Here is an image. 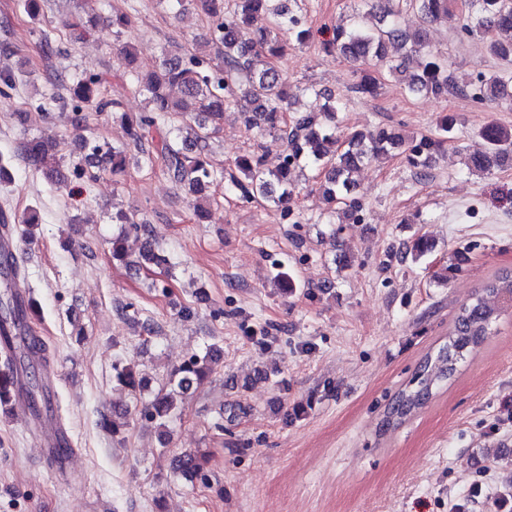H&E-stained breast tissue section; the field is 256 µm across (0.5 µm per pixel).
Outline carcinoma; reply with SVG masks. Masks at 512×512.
<instances>
[{
    "mask_svg": "<svg viewBox=\"0 0 512 512\" xmlns=\"http://www.w3.org/2000/svg\"><path fill=\"white\" fill-rule=\"evenodd\" d=\"M457 0H406L422 21L415 33L403 31L398 24L399 11L388 8L379 17V25L368 28L355 21L334 29L332 39L324 44L336 49L348 60L362 62L373 69L365 72L354 85V90L373 96L379 85L377 75L382 72L402 77L411 93H424L436 98L450 93H462L460 85L449 73L448 59L428 49L425 25L448 14ZM464 14L466 29L481 35L490 52L497 58L512 62V0H466ZM211 22L210 44L213 55L180 56L165 49L157 68L139 73L134 68L135 53L128 45L117 48L118 67L113 76L132 78L136 92L147 99L149 108L139 116L123 114L128 135L139 149L147 164L161 159L171 181L193 199V216H205L204 205L197 201L203 192L221 184L223 177L211 172L205 160V137L191 141L170 137L158 139L154 131L160 125L175 119L194 120L198 125L215 123L223 118L225 108L233 105L243 112L247 126L262 120L264 131L280 139L286 146V155L274 170L262 168L261 160L253 156L236 161L240 176L230 181L248 198L260 197L277 208L288 209L292 197V170L304 162L325 171L322 182L327 199L345 206L344 214L360 209L354 196L351 172L360 163L392 153L405 146L402 135L379 129L375 132L355 133L336 147V113L343 110L344 98L328 95L318 113L300 110L295 99L286 90V73L280 66L286 44L279 40L281 33H294L300 42L308 38L309 31L286 0H189ZM132 22L127 13L111 17L93 16L85 19L72 15L63 21L69 42L77 44L91 31L106 26L119 31ZM422 57L419 69L409 72L404 63L409 57ZM105 78L78 76L71 79L69 91L85 104H92L100 112H120L122 104L104 96ZM178 88L181 98L175 100L170 90ZM480 98L494 102L512 101V77L493 73L480 79ZM485 149L469 156L467 165L473 172L485 173L500 167L512 156V132L495 122H488L478 130ZM445 142V137H424L412 147L413 163L427 168ZM50 147L35 138L25 143V154L33 166L49 163ZM127 232L112 237V259L127 266L160 267L165 260L152 251H142L135 260L128 259L125 248ZM434 243L425 236L413 238L401 253V260H421L434 251ZM512 307V270H500L472 295L471 301L455 313L448 329V340L436 355H426L411 379L387 399L379 431L395 429L422 408L433 395V390L451 378L458 366L476 352L492 335L502 313ZM22 307L15 294L0 299V343L9 346L13 358L25 362L42 347L41 338L29 332L13 336L5 333V326L18 327ZM212 348L201 357H194L170 373L169 391H160L143 404L140 413L169 429V423L178 415L176 396L201 382L210 367ZM115 381L133 393L146 388L133 365L119 361L113 366ZM496 492L497 512H512V462Z\"/></svg>",
    "mask_w": 512,
    "mask_h": 512,
    "instance_id": "carcinoma-1",
    "label": "carcinoma"
}]
</instances>
